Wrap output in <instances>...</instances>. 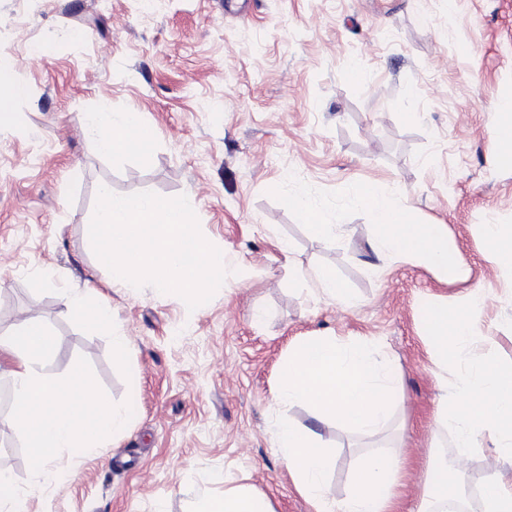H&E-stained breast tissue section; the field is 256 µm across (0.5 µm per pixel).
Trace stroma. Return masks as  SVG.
<instances>
[{
	"label": "stroma",
	"instance_id": "stroma-1",
	"mask_svg": "<svg viewBox=\"0 0 512 512\" xmlns=\"http://www.w3.org/2000/svg\"><path fill=\"white\" fill-rule=\"evenodd\" d=\"M0 54L28 89L0 127V330L40 318L55 339L50 371L82 366L129 416L101 455L65 453L56 481L35 477L0 424L11 448L0 470L30 512H197L241 486L273 512H313L280 462L282 418L319 435L338 499L359 457L404 452L397 512H417L429 469L454 454L435 418L459 372H432L424 297L492 291L481 353L512 362V273L492 267L479 233L512 226V167L495 136L512 103V0H0ZM89 112L138 113L151 147L101 155ZM104 182L119 195L193 197L202 235L236 276L192 311L148 286H109L87 235ZM367 185L416 223L445 225L468 280L373 254L371 215L351 201ZM296 196L337 233L312 236ZM292 260L335 271L359 306L314 296ZM88 284L132 342L124 357L60 301ZM308 336L373 341L400 383L385 431L275 403L280 366ZM493 467L512 470V456L478 440L458 467L472 503Z\"/></svg>",
	"mask_w": 512,
	"mask_h": 512
}]
</instances>
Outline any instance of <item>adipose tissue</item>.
I'll return each mask as SVG.
<instances>
[{
	"instance_id": "ef3b65f1",
	"label": "adipose tissue",
	"mask_w": 512,
	"mask_h": 512,
	"mask_svg": "<svg viewBox=\"0 0 512 512\" xmlns=\"http://www.w3.org/2000/svg\"><path fill=\"white\" fill-rule=\"evenodd\" d=\"M86 125L107 155L128 150L131 137L150 135L134 112H93ZM357 200L375 222L369 243L374 254L423 263L452 281L468 279L469 270L449 243L445 225L413 222L405 208L372 187L362 188ZM487 300L479 289L452 300L432 296L424 302L420 322L434 371L447 369L452 362L462 366L436 418L438 427L452 429L462 458L481 436L499 441L512 454V364L470 355L481 342L478 314ZM63 304L71 316L95 329L111 330L116 354L130 349L128 336L112 331V310L95 287L64 291ZM54 349L48 327L33 316L0 333V356L13 361L6 422L22 438L33 472L44 478L52 476V467L65 450L97 454L127 422L126 412L100 395L81 368H73L64 378L51 374L48 365ZM398 393L391 368L375 357L367 343L309 336L295 344L283 361L275 397L280 404H308L321 417L355 432L375 434L386 427ZM277 444L283 466L315 512H395L401 460L362 456L350 491L337 500L327 492L324 475L329 457L312 429L281 423ZM463 498L457 477L447 464L439 463L427 473L420 512H445L448 503L459 504ZM481 509L512 512L511 472L494 469L487 474L481 486Z\"/></svg>"
}]
</instances>
